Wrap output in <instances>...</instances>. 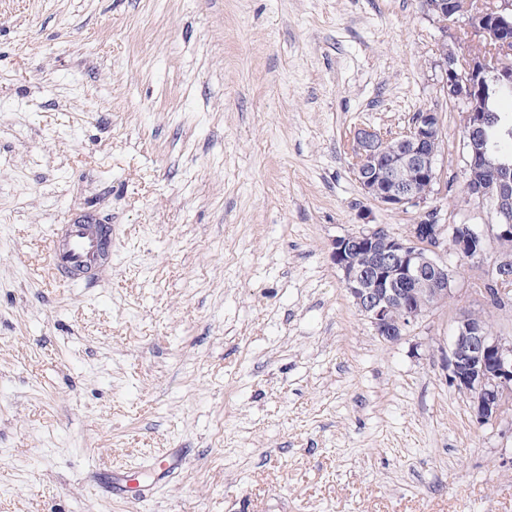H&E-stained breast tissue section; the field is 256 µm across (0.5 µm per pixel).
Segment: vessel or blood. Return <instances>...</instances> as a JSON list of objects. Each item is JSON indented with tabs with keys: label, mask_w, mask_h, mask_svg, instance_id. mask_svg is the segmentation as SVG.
I'll use <instances>...</instances> for the list:
<instances>
[{
	"label": "vessel or blood",
	"mask_w": 512,
	"mask_h": 512,
	"mask_svg": "<svg viewBox=\"0 0 512 512\" xmlns=\"http://www.w3.org/2000/svg\"><path fill=\"white\" fill-rule=\"evenodd\" d=\"M48 256L50 274L60 284L92 287L112 264V227L93 221L53 225Z\"/></svg>",
	"instance_id": "vessel-or-blood-1"
}]
</instances>
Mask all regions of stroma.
Wrapping results in <instances>:
<instances>
[{"instance_id":"35a3bbf8","label":"stroma","mask_w":512,"mask_h":512,"mask_svg":"<svg viewBox=\"0 0 512 512\" xmlns=\"http://www.w3.org/2000/svg\"><path fill=\"white\" fill-rule=\"evenodd\" d=\"M421 0H0V512H512V409L448 383L453 295L388 343L331 242L367 201L349 141L442 118L444 224L486 230ZM112 227L94 287L45 274L52 225ZM179 455L156 479L155 460ZM138 478L116 498L106 473Z\"/></svg>"}]
</instances>
